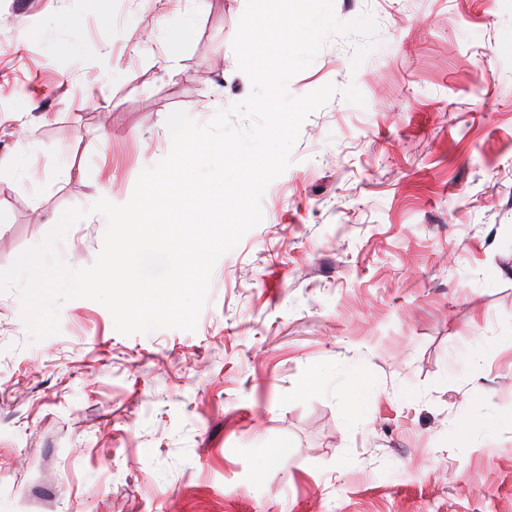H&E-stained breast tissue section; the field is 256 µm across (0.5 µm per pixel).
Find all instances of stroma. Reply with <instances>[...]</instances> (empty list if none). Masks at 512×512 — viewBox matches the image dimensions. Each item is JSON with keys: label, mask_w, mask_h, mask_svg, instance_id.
I'll return each mask as SVG.
<instances>
[{"label": "stroma", "mask_w": 512, "mask_h": 512, "mask_svg": "<svg viewBox=\"0 0 512 512\" xmlns=\"http://www.w3.org/2000/svg\"><path fill=\"white\" fill-rule=\"evenodd\" d=\"M245 5L0 0V271L99 186L127 203L171 112L250 94ZM334 11L377 47L356 68L332 38L288 89L364 102L307 116L195 331L126 336L77 298L35 341L0 292V512H512V348L470 352L512 331V0ZM105 230L61 258L93 264Z\"/></svg>", "instance_id": "35a3bbf8"}]
</instances>
